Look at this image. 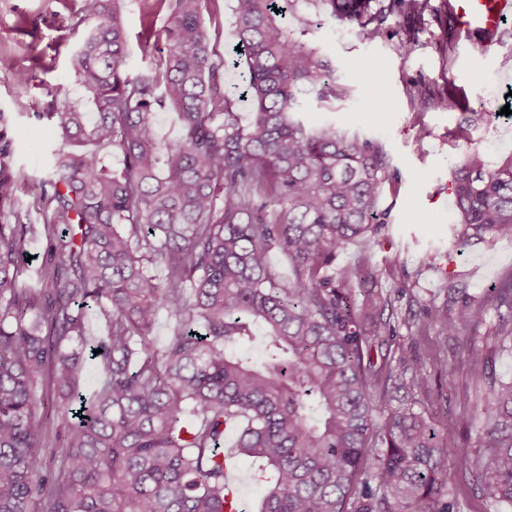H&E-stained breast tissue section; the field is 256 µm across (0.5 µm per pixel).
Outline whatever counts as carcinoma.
<instances>
[{
	"instance_id": "obj_1",
	"label": "carcinoma",
	"mask_w": 512,
	"mask_h": 512,
	"mask_svg": "<svg viewBox=\"0 0 512 512\" xmlns=\"http://www.w3.org/2000/svg\"><path fill=\"white\" fill-rule=\"evenodd\" d=\"M153 2L169 12L166 53L133 74L121 0H82L94 26L70 59L81 98L47 113L60 146L37 184L38 226L17 206L31 177L0 110V512H240L230 432L269 486L257 512H457L415 395L432 392L431 329L463 334L483 307L450 285L441 304L411 295L423 316L402 322L368 252L336 266L340 248L386 228L388 158L304 117L308 99L344 93L303 40L309 7L375 40L429 0H233L232 62L212 43L208 0ZM241 63L246 121L211 84ZM450 190L459 247L512 242V152L492 165L470 151ZM31 232L45 242L35 287L22 279ZM275 251L293 278L273 272ZM494 304L512 310V278ZM162 310L174 323L159 343ZM403 327L409 344L374 362ZM258 337L260 357L239 353ZM91 361L105 378L84 395ZM483 414L481 452L462 465L486 499L512 504V381L490 386ZM47 452L60 469L41 479Z\"/></svg>"
}]
</instances>
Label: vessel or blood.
Listing matches in <instances>:
<instances>
[{
	"label": "vessel or blood",
	"mask_w": 512,
	"mask_h": 512,
	"mask_svg": "<svg viewBox=\"0 0 512 512\" xmlns=\"http://www.w3.org/2000/svg\"><path fill=\"white\" fill-rule=\"evenodd\" d=\"M458 29L479 34L481 53H492L502 24L512 19V0H453L451 6Z\"/></svg>",
	"instance_id": "obj_1"
}]
</instances>
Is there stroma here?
Returning <instances> with one entry per match:
<instances>
[{"mask_svg": "<svg viewBox=\"0 0 512 512\" xmlns=\"http://www.w3.org/2000/svg\"><path fill=\"white\" fill-rule=\"evenodd\" d=\"M448 2L430 0L411 45L395 17L386 20L384 36L372 41L328 20L311 27L306 42L332 59L345 94L332 110L314 107L306 117L380 141L389 157V179L377 202L388 229L350 242L337 254V265L355 263L369 251L382 273L383 290L397 297L395 308L403 320L420 315L411 295L440 297L451 283L485 304L482 321L466 337H433L439 353L427 364L442 384L441 396L429 409L450 455L475 456L490 383L512 381V351L496 338L500 325L512 324V311L489 303L492 288L512 277V244L457 249L448 187L453 160L470 150H484L493 160L512 152V114L501 113L512 102V40L501 39L495 53L482 55L477 37L457 33ZM123 4L128 66L135 73L150 56L165 54L168 15L149 10L146 0ZM80 8L81 0H0V56L12 62L0 69V109L13 116L17 164L36 179L44 176L57 145L49 111L79 97L70 56L90 27ZM420 90L425 93L421 99L416 96ZM443 97L448 100L444 107L439 104ZM393 257L399 268L390 266ZM466 342L488 356L486 371L467 362ZM462 416L469 418V428L458 426ZM444 479L461 512H512L511 504L483 499L470 475L456 466H449Z\"/></svg>", "mask_w": 512, "mask_h": 512, "instance_id": "stroma-1", "label": "stroma"}]
</instances>
